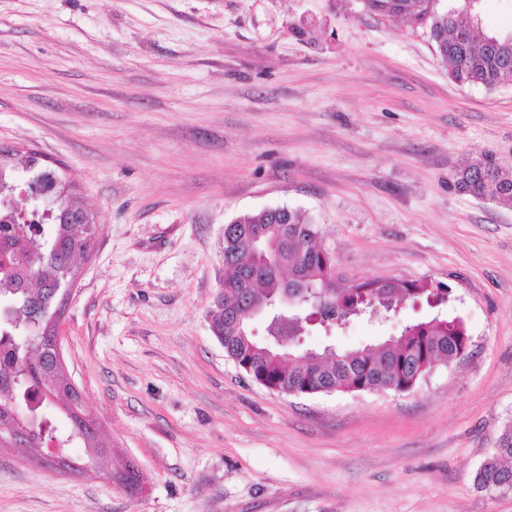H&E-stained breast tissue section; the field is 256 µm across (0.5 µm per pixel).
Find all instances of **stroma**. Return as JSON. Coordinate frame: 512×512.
<instances>
[{
  "instance_id": "35a3bbf8",
  "label": "stroma",
  "mask_w": 512,
  "mask_h": 512,
  "mask_svg": "<svg viewBox=\"0 0 512 512\" xmlns=\"http://www.w3.org/2000/svg\"><path fill=\"white\" fill-rule=\"evenodd\" d=\"M1 144L99 226L61 328L107 453L64 473L0 445V512H512L473 481L512 424V207L452 180L512 159V86L451 82L425 31L361 0H0ZM274 206L310 215L339 282L450 292L310 347L439 315L466 354L405 393L255 382L209 312L225 224Z\"/></svg>"
}]
</instances>
